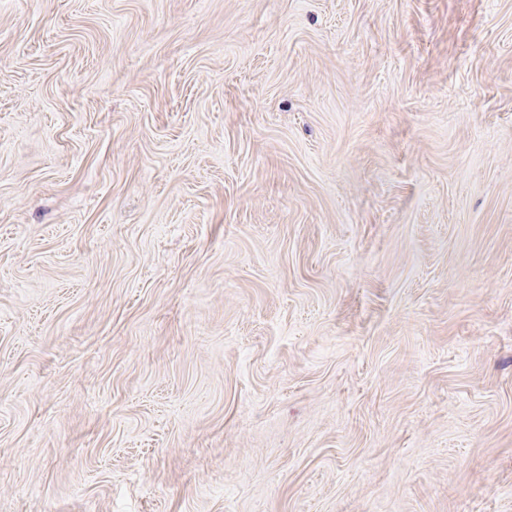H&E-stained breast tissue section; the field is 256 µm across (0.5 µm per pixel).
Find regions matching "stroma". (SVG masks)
Masks as SVG:
<instances>
[{
  "mask_svg": "<svg viewBox=\"0 0 512 512\" xmlns=\"http://www.w3.org/2000/svg\"><path fill=\"white\" fill-rule=\"evenodd\" d=\"M0 512H512V0H0Z\"/></svg>",
  "mask_w": 512,
  "mask_h": 512,
  "instance_id": "35a3bbf8",
  "label": "stroma"
}]
</instances>
